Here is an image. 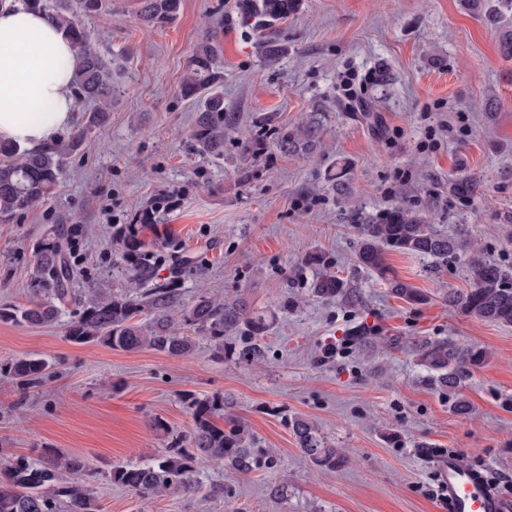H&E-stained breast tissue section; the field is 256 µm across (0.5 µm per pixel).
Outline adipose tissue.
<instances>
[{
	"mask_svg": "<svg viewBox=\"0 0 512 512\" xmlns=\"http://www.w3.org/2000/svg\"><path fill=\"white\" fill-rule=\"evenodd\" d=\"M76 60L41 14L0 9V140L35 150L71 125Z\"/></svg>",
	"mask_w": 512,
	"mask_h": 512,
	"instance_id": "obj_1",
	"label": "adipose tissue"
}]
</instances>
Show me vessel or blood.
Here are the masks:
<instances>
[{
    "mask_svg": "<svg viewBox=\"0 0 512 512\" xmlns=\"http://www.w3.org/2000/svg\"><path fill=\"white\" fill-rule=\"evenodd\" d=\"M438 469L448 512H512V502L495 493L481 472L463 466L456 454L440 456Z\"/></svg>",
    "mask_w": 512,
    "mask_h": 512,
    "instance_id": "obj_1",
    "label": "vessel or blood"
}]
</instances>
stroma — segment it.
I'll list each match as a JSON object with an SVG mask.
<instances>
[{
	"mask_svg": "<svg viewBox=\"0 0 512 512\" xmlns=\"http://www.w3.org/2000/svg\"><path fill=\"white\" fill-rule=\"evenodd\" d=\"M91 44L123 64L107 124L71 157L55 193L0 224V308L26 303L36 247L69 230L78 294L146 292L125 272L120 242H144L157 282L191 262L181 302L208 291L264 311L272 324L265 358H217L208 343L175 359L76 344L67 331L82 309L52 325L0 321V363L41 358L50 373L27 383L0 374V460L48 453L80 458L99 512H446L431 496L437 454L456 451L512 499V327L449 308L469 286L458 262L391 253L393 275L427 299L410 305L358 266L362 217L402 206L512 269V58L494 24L467 0H304L280 25L291 50L266 66L238 0H182L178 18L149 25L138 0H109L86 20ZM223 75L224 154L201 157L191 132L197 112L179 89L203 37ZM365 83L343 96V76ZM322 124L310 154L282 153L281 127ZM347 165L351 189L327 181ZM476 184L470 203L453 194L459 175ZM322 254L349 298L309 290L304 258ZM416 343L451 338L488 352L461 388V418L448 395L422 383L409 350L355 349L353 327ZM223 395L226 417L244 423L278 473L235 472L206 459L191 496H142L115 486L113 465L143 463L195 428L186 394ZM311 421L346 454L323 473L300 452L290 422ZM221 485L229 498L214 496Z\"/></svg>",
	"mask_w": 512,
	"mask_h": 512,
	"instance_id": "stroma-1",
	"label": "stroma"
}]
</instances>
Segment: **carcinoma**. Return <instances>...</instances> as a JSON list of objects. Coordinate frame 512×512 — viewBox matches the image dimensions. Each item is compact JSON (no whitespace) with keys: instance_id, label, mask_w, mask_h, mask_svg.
Here are the masks:
<instances>
[{"instance_id":"cac0c4a2","label":"carcinoma","mask_w":512,"mask_h":512,"mask_svg":"<svg viewBox=\"0 0 512 512\" xmlns=\"http://www.w3.org/2000/svg\"><path fill=\"white\" fill-rule=\"evenodd\" d=\"M22 5L42 12L54 22L78 50L75 87L84 100L94 104L86 123L68 137L55 140L37 151L22 150L0 141V222L26 211L43 201L60 182L66 160L85 145L91 128L106 122L112 97L118 92L112 60L102 57L88 44L81 18L97 14L105 0H21ZM141 18L153 24L169 23L177 18L181 0H140ZM303 0H239L241 17L256 28L257 51L269 66L288 56V42L280 40L275 27L298 15ZM181 95L197 103L199 115L193 132L197 151L206 156L224 153V92L219 89L214 71V50L204 37L193 55L181 84ZM320 124L309 119L301 130L286 127L278 131L277 147L284 153H307L316 148ZM453 192L470 202L475 186L467 177L452 183ZM357 262L377 272L388 281L391 292L409 304H421L426 296L390 273L386 255L390 252L429 257L440 263L464 259L470 287L448 293V306L483 321L512 326V273L494 260L468 256L461 241L425 222L424 218L401 207H394L365 224L357 225ZM122 256L131 277L141 282L154 280L150 254L141 241L128 238L122 242ZM315 268L312 293L323 299L344 293L345 284L325 271L322 257H307ZM196 269L183 265L172 279L156 285L141 296L95 295L88 299L70 288L71 263L60 237L47 238L35 252L33 297L25 307L0 308V320L28 325L55 322L68 305L83 308L78 321L70 325L68 339L83 344L104 343L114 349L138 351L150 348L168 357L192 354L203 339L219 358L235 351L236 345L224 339V332L244 326L248 332L245 354L252 361L264 358L260 339L271 322L262 311L250 312L238 302H227L213 294H201L189 305L178 308L180 285L193 278ZM418 365L426 371L424 381L432 386L456 390L470 369L485 363L487 352L473 345H461L452 339L422 341L415 345ZM48 364L41 358H21L3 368L9 375L28 381L41 379ZM193 409L194 447L177 445L167 454L138 465L112 467V483L144 495L171 493L193 494L201 484L199 456L224 463L243 474L270 469L275 459L260 448L249 447L247 433L239 426L226 430L214 422L224 415L226 402L218 395L198 399L186 395ZM292 432L302 454L318 469L333 471L345 463V455L329 444L305 418L292 422ZM9 481L0 488V512H98L93 491L71 481L68 475L84 470L85 463L72 456H59L42 466L25 457L3 461Z\"/></svg>"}]
</instances>
